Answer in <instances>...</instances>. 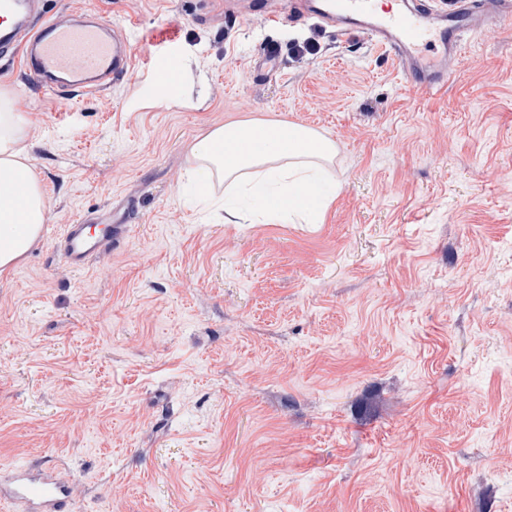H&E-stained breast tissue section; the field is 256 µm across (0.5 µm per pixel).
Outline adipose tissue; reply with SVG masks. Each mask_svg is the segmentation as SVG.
I'll use <instances>...</instances> for the list:
<instances>
[{
	"instance_id": "ef3b65f1",
	"label": "adipose tissue",
	"mask_w": 512,
	"mask_h": 512,
	"mask_svg": "<svg viewBox=\"0 0 512 512\" xmlns=\"http://www.w3.org/2000/svg\"><path fill=\"white\" fill-rule=\"evenodd\" d=\"M23 113L0 89V177L22 184L19 194L0 193V270L30 246L46 220V205L22 139ZM191 155L199 174H215L244 195L256 197L258 223L312 222L331 196L321 190L335 143L319 131L287 121L252 119L217 126L201 136Z\"/></svg>"
}]
</instances>
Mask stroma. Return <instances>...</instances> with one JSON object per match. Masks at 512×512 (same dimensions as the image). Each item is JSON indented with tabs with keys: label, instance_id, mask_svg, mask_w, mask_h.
<instances>
[{
	"label": "stroma",
	"instance_id": "stroma-1",
	"mask_svg": "<svg viewBox=\"0 0 512 512\" xmlns=\"http://www.w3.org/2000/svg\"><path fill=\"white\" fill-rule=\"evenodd\" d=\"M65 6L135 60L74 109L0 65L48 211L0 272V467L69 470L71 512H512V20L433 93L293 0L277 28L240 0ZM248 118L336 141L320 223H253L215 177L239 218L196 204L192 144ZM116 207L126 238L69 269L61 225Z\"/></svg>",
	"mask_w": 512,
	"mask_h": 512
}]
</instances>
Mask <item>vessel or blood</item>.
<instances>
[{
	"label": "vessel or blood",
	"instance_id": "obj_1",
	"mask_svg": "<svg viewBox=\"0 0 512 512\" xmlns=\"http://www.w3.org/2000/svg\"><path fill=\"white\" fill-rule=\"evenodd\" d=\"M370 0H320L311 11L319 23L347 36L368 35L392 52L405 74L427 89L447 85L452 59L466 35L512 14V0H456L445 9L442 0H402L394 12L372 16ZM36 0H0V55L20 60L40 86L77 103L120 81L131 68V31L116 32L100 15L83 12L65 20L44 17L31 23ZM123 224L90 225L77 215L62 225L59 248L68 267L84 270L111 250L126 233ZM74 482L51 465H12L0 469V505L13 512H69Z\"/></svg>",
	"mask_w": 512,
	"mask_h": 512
}]
</instances>
